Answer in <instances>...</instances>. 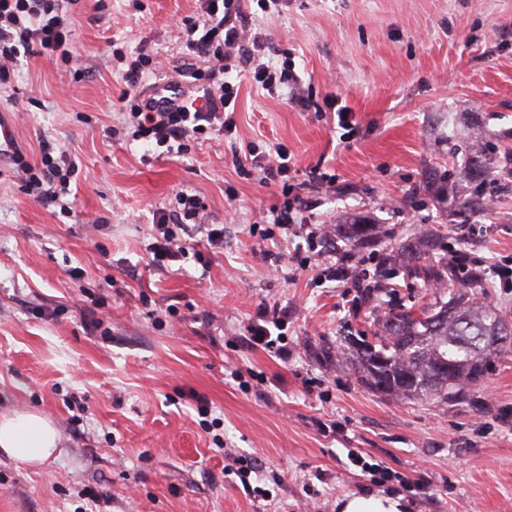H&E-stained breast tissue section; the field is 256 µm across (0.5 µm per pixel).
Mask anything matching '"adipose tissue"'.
Listing matches in <instances>:
<instances>
[{"mask_svg": "<svg viewBox=\"0 0 512 512\" xmlns=\"http://www.w3.org/2000/svg\"><path fill=\"white\" fill-rule=\"evenodd\" d=\"M59 433L44 414L19 411L0 418V452L24 465H39L56 456Z\"/></svg>", "mask_w": 512, "mask_h": 512, "instance_id": "1", "label": "adipose tissue"}]
</instances>
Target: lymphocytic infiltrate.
<instances>
[{
  "label": "lymphocytic infiltrate",
  "mask_w": 512,
  "mask_h": 512,
  "mask_svg": "<svg viewBox=\"0 0 512 512\" xmlns=\"http://www.w3.org/2000/svg\"><path fill=\"white\" fill-rule=\"evenodd\" d=\"M76 3L77 0H0V89L10 87L21 52L32 47H39L50 61H72L71 15ZM243 7V0H201L197 19L181 22L188 48L207 61L206 68L188 67L182 71L183 77L204 87L206 99L201 107L183 101L159 104L144 98L139 84L145 74L158 70V62L141 50L114 51L113 57L123 65L127 82L118 109L132 124L137 139L182 153L189 142L208 131L234 134L236 94L224 78L231 60L263 89H288V102L304 111L312 108L310 98L292 93L298 81L294 71L266 61L264 35L260 29L245 25ZM13 161L28 193L59 206L61 212H69L67 197L75 172L70 157L46 152L40 161L32 163L18 150ZM175 200V205L157 210L152 218L150 252L153 265L159 268L190 257L201 259V252L186 240L190 232L203 233L213 246L224 242L223 225L206 223V207L197 195L181 191ZM312 209V202L299 196L270 208L262 239H271L278 232L288 233L298 226L307 228L308 244H317L322 235L310 227L307 219Z\"/></svg>",
  "instance_id": "obj_1"
}]
</instances>
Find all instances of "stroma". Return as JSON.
I'll return each mask as SVG.
<instances>
[{
	"mask_svg": "<svg viewBox=\"0 0 512 512\" xmlns=\"http://www.w3.org/2000/svg\"><path fill=\"white\" fill-rule=\"evenodd\" d=\"M199 10L79 0L72 63L30 53L0 91L30 162L50 146L79 167L65 214L0 163V416L38 410L60 434L39 467L0 453V512H337L370 492L412 512H512V351L465 402L386 399L340 351L377 313L429 305L439 289L407 278L390 244L335 236L352 272L382 273L365 305L303 237L251 233L323 174L336 189L315 192L311 223L381 224L398 242L438 231L479 276L470 297L512 321V0H290L280 16L250 0L267 57L289 64L302 94L346 105L347 123L244 78L233 135L161 155L112 108L127 87L112 51L202 66L175 26ZM251 143L287 147V183L239 173ZM181 190L204 200L224 245L195 237L204 263L167 272L149 264V226ZM477 196L491 210L463 213ZM273 305L285 362L247 343ZM228 450L260 470L228 471Z\"/></svg>",
	"mask_w": 512,
	"mask_h": 512,
	"instance_id": "obj_1",
	"label": "stroma"
}]
</instances>
